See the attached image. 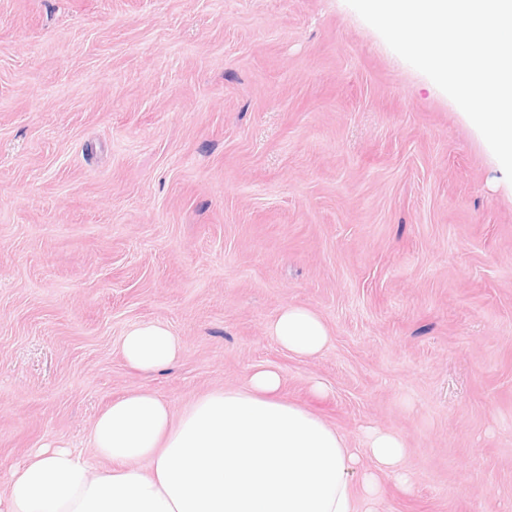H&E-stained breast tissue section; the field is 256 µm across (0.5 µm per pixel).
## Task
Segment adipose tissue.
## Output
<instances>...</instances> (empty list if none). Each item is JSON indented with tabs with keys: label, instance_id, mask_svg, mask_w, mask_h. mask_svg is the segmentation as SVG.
<instances>
[{
	"label": "adipose tissue",
	"instance_id": "ef3b65f1",
	"mask_svg": "<svg viewBox=\"0 0 512 512\" xmlns=\"http://www.w3.org/2000/svg\"><path fill=\"white\" fill-rule=\"evenodd\" d=\"M303 358L330 341L323 320L290 305L269 325ZM183 344L160 323L123 336L131 366L157 371ZM277 371L254 370L245 386L198 397L180 418L145 391L128 393L95 419L94 459L60 445L31 449L9 475L0 512H378L382 480L407 484V447L367 426L359 443L281 393Z\"/></svg>",
	"mask_w": 512,
	"mask_h": 512
}]
</instances>
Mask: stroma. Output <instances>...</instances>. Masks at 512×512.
Listing matches in <instances>:
<instances>
[{
    "label": "stroma",
    "mask_w": 512,
    "mask_h": 512,
    "mask_svg": "<svg viewBox=\"0 0 512 512\" xmlns=\"http://www.w3.org/2000/svg\"><path fill=\"white\" fill-rule=\"evenodd\" d=\"M496 177L346 0H0V498L30 449L93 457L113 399L178 415L270 366L350 440L405 439L380 512H512ZM291 304L329 327L319 356L270 335ZM140 322L180 359L129 366ZM178 336L160 323H139L123 336L121 353L127 363L143 371H157L174 362L182 353Z\"/></svg>",
    "instance_id": "1"
}]
</instances>
